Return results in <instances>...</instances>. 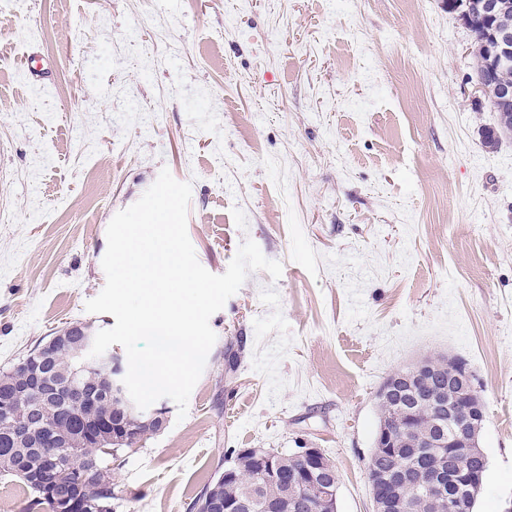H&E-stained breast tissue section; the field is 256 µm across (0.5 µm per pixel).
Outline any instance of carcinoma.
<instances>
[{
    "mask_svg": "<svg viewBox=\"0 0 512 512\" xmlns=\"http://www.w3.org/2000/svg\"><path fill=\"white\" fill-rule=\"evenodd\" d=\"M485 28L486 21L481 19L469 29L475 48V73L478 78L483 74ZM511 136L512 120L482 130L483 143L489 148L498 146L503 139ZM36 367L40 373L38 386L31 390L27 398L16 400L13 409L18 418L35 416L31 424L33 437L23 445L18 444L14 423L4 416L0 417L1 474L16 478L18 473L26 470L36 469L42 473V460L51 457L71 473L101 471L110 478L112 468L109 467V459L138 444L148 433L156 431L154 424L135 420L128 429L116 432L112 444L104 448L98 446L95 438L81 435L84 421L91 417L112 423L122 420L123 415L101 390L89 404L77 405L63 397L75 381H80L85 388L100 378L96 372H81L77 357L67 351L59 352L55 363L43 366L32 352L11 370L1 372L0 379H4V382H0V398L14 396L15 389L29 381V374ZM461 367L462 363L449 359L434 363L435 386H447L448 374ZM437 416L444 422L448 421V410H441ZM437 416L429 408L416 404L410 396L394 398L386 405H379V422L394 429L396 434L403 435L400 447L409 448L414 453L410 462L415 470V479L423 484L429 483L436 466L433 449L427 447L425 438L434 435L436 427L432 421ZM236 461V480L226 481L220 473L204 485L199 497L221 501L240 497L247 486L253 491L254 500L247 503L244 512H332L334 509L332 503L323 505L310 493L290 488L287 478L278 482L264 479L258 473L257 462L241 449L236 454ZM370 462L384 473L399 468L398 460L384 448L373 449ZM448 464L483 473L487 468V457L484 450L479 448L465 456H448ZM27 488L32 491L33 498L28 502L26 512L36 509L55 512V493L115 497L114 483L103 484L93 477L79 488L67 477L62 484L46 489L40 490L30 484ZM478 494L477 490L467 493L458 487L446 488L440 507L419 503L416 512H475Z\"/></svg>",
    "mask_w": 512,
    "mask_h": 512,
    "instance_id": "carcinoma-1",
    "label": "carcinoma"
}]
</instances>
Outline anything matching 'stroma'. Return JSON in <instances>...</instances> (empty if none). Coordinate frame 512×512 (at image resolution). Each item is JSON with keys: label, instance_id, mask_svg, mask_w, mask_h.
I'll use <instances>...</instances> for the list:
<instances>
[{"label": "stroma", "instance_id": "obj_1", "mask_svg": "<svg viewBox=\"0 0 512 512\" xmlns=\"http://www.w3.org/2000/svg\"><path fill=\"white\" fill-rule=\"evenodd\" d=\"M448 0H0V369L105 285L112 217L168 169L223 274L185 419L111 463L113 512H195L234 450L319 448L374 512L375 393L452 358L486 405L476 512L512 503V138ZM44 72L29 74V62ZM433 369L432 360L422 361L413 367L409 368L406 374H403L402 377H397L395 375L389 377L381 387V390L378 394L379 397L387 398V396L396 390L397 382L401 379L407 382L410 387L415 390L416 384H421L428 380L429 374Z\"/></svg>", "mask_w": 512, "mask_h": 512}]
</instances>
